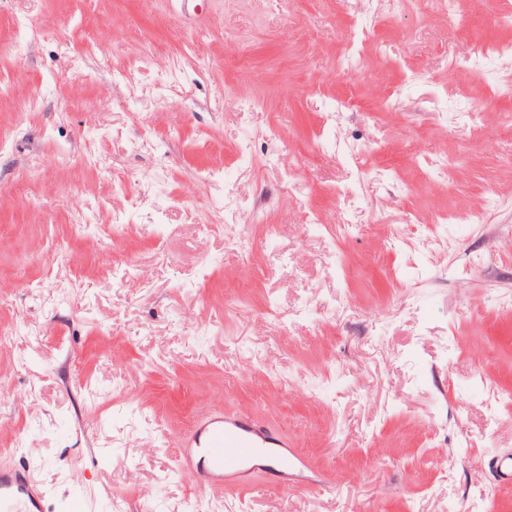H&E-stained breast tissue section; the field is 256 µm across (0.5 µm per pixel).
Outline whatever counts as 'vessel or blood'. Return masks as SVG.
Instances as JSON below:
<instances>
[{
  "mask_svg": "<svg viewBox=\"0 0 512 512\" xmlns=\"http://www.w3.org/2000/svg\"><path fill=\"white\" fill-rule=\"evenodd\" d=\"M177 462L201 465L203 493L217 495L249 485L251 465L271 456L281 480H302L304 487L321 488L316 479H303L305 463L287 441L271 435L255 421L221 413L208 415L181 438ZM47 496L25 467L0 469V512H46Z\"/></svg>",
  "mask_w": 512,
  "mask_h": 512,
  "instance_id": "1",
  "label": "vessel or blood"
}]
</instances>
